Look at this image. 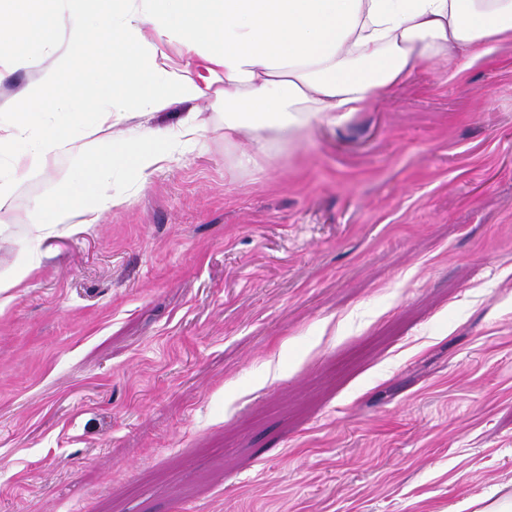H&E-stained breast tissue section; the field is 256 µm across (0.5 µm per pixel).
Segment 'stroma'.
Wrapping results in <instances>:
<instances>
[{"instance_id":"35a3bbf8","label":"stroma","mask_w":512,"mask_h":512,"mask_svg":"<svg viewBox=\"0 0 512 512\" xmlns=\"http://www.w3.org/2000/svg\"><path fill=\"white\" fill-rule=\"evenodd\" d=\"M0 114L39 78L0 57ZM76 235L0 273V512H464L512 492V42L236 166L210 103ZM28 253L24 255L16 271L4 275L0 273V293L12 288H21L24 281L33 273L35 267L27 260Z\"/></svg>"}]
</instances>
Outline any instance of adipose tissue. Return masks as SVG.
Segmentation results:
<instances>
[{"mask_svg":"<svg viewBox=\"0 0 512 512\" xmlns=\"http://www.w3.org/2000/svg\"><path fill=\"white\" fill-rule=\"evenodd\" d=\"M0 55L41 62L59 28L66 47L43 67L0 130V218L14 185L58 156L77 153L61 171L60 200L27 215L33 238L74 234L118 205L116 177L145 180L175 148L201 145L205 128L188 112L161 132L142 120L175 102L209 101L224 110V136H248L238 156L261 169L273 145H289L313 124H341L409 79L424 62H444L449 77L512 41V0H7ZM177 43L188 67L160 62L146 28ZM85 61L93 76L69 84ZM223 90H215V83Z\"/></svg>","mask_w":512,"mask_h":512,"instance_id":"obj_1","label":"adipose tissue"}]
</instances>
